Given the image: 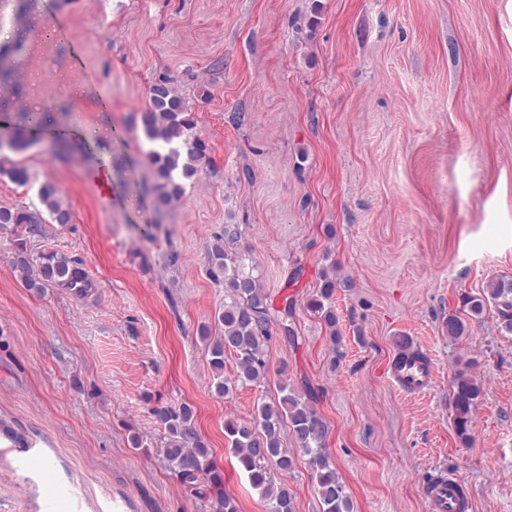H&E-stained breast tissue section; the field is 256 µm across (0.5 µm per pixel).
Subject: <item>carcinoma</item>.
I'll return each instance as SVG.
<instances>
[{"label":"carcinoma","mask_w":512,"mask_h":512,"mask_svg":"<svg viewBox=\"0 0 512 512\" xmlns=\"http://www.w3.org/2000/svg\"><path fill=\"white\" fill-rule=\"evenodd\" d=\"M25 126L15 135L0 138V176L25 185L29 175L25 166L11 154L34 145L36 138L29 131L41 127L37 112L24 114ZM142 124L147 138L155 143L148 160L155 178V199L166 206L181 198L184 181L198 171L204 155V145L196 133L194 116L181 97L173 91L170 80L162 76L148 88ZM78 145L58 139L48 152L50 159L68 160ZM38 196L50 220L55 224L71 222V212L59 200L55 183L41 184ZM43 222L42 212L27 208H0V227H14L13 266L23 285L36 293L48 287L61 288L76 298H83L93 288L92 281L79 268L77 259L50 251L37 256L28 247L27 235ZM238 238L233 224L224 225V233L217 236L210 254V274L224 281V310L218 314L221 334L211 337L210 329H202L207 342L210 365L215 379V393L223 397L232 385L224 378V356L236 355L235 382L264 385L268 375L267 353L273 338L268 318V295L259 280L245 270L241 260L227 249ZM336 290V276L324 274L322 284L307 306L317 313L329 330L332 344L339 341L336 312L332 297ZM497 309L498 328L512 335V280L499 279L483 290V295L469 300L470 316L478 319L487 304ZM453 421L458 437L464 445L471 440L472 413L481 394L480 385L468 371L455 374L452 382ZM280 397L262 402L259 421L251 424L227 420L224 433L231 441L232 451L239 464L248 473L254 489L269 502L271 512H294L292 494L288 487L276 481L274 472H288L294 466V455L283 447L282 430L296 437L299 450L310 457L316 472V493L322 512H353V505L345 486L332 467L326 453L328 428L312 406L313 395L302 396L288 387V380L279 384ZM152 415L164 431L161 452L171 472L201 499H213V512H238L237 500L224 491V477L210 457L209 450L193 429L194 410L186 402L158 404Z\"/></svg>","instance_id":"carcinoma-1"}]
</instances>
